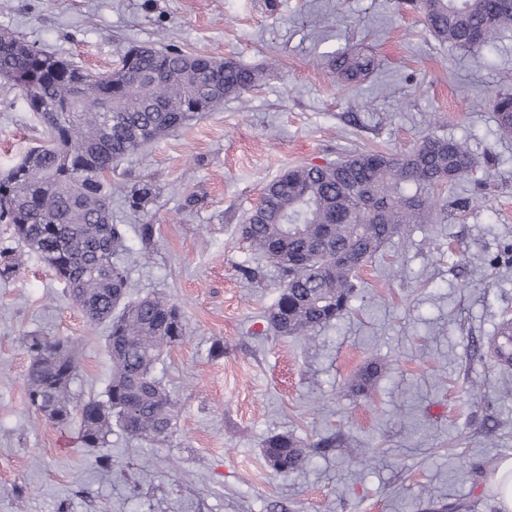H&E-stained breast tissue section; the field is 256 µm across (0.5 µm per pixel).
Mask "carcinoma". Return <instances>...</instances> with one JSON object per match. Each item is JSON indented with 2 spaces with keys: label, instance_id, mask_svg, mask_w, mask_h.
I'll return each instance as SVG.
<instances>
[{
  "label": "carcinoma",
  "instance_id": "1",
  "mask_svg": "<svg viewBox=\"0 0 512 512\" xmlns=\"http://www.w3.org/2000/svg\"><path fill=\"white\" fill-rule=\"evenodd\" d=\"M421 13L433 34L478 55L512 29V0H405ZM336 82L353 85L374 68V57L353 50L331 55ZM83 68L37 50L19 36L0 42V81L30 84L28 108L44 128L43 144L0 177V223L39 256L93 324L107 326L112 374L104 398L72 405L78 362L74 345L33 334L30 406L65 426L78 411L80 442L100 448L112 422L128 434L161 443L171 433L176 402L155 377L166 349L184 338V316L171 300H126L129 270L125 234L112 223V166L200 112L260 85L264 71L178 48L134 45L112 71L83 80L79 111L66 112L72 82ZM499 130L512 134V94L489 96ZM478 161L463 144L441 136L424 138L412 151L359 152L324 166L292 167L268 183L261 217L249 213L242 239L281 271L283 290L269 312L273 331L304 337L350 311L358 270L411 224H431L466 202L442 195L469 175ZM156 196L149 180L130 190V206ZM19 273L15 254L0 250V279ZM492 357L512 368V320L502 322ZM378 373L368 366L350 387L366 393ZM310 449L286 434L270 437L264 455L277 472L299 469Z\"/></svg>",
  "mask_w": 512,
  "mask_h": 512
}]
</instances>
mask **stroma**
Here are the masks:
<instances>
[{"label":"stroma","mask_w":512,"mask_h":512,"mask_svg":"<svg viewBox=\"0 0 512 512\" xmlns=\"http://www.w3.org/2000/svg\"><path fill=\"white\" fill-rule=\"evenodd\" d=\"M1 29L95 72L132 44L269 71L112 171L130 299L163 295L185 316L184 340L155 370L178 403L165 442L116 427L104 448H83L78 421L31 408L27 336L75 344L80 402L110 378L107 329L0 224V248L21 259L0 280V512H497L485 482L512 458V371L487 345L512 319V263L500 257L512 244V136L486 98L512 89V30L476 56L438 42L401 0H0ZM339 48L372 54L375 70L338 86L326 63ZM429 134L478 158L450 190L469 207L388 242L344 319L307 339L271 336L283 279L240 235L267 183ZM42 136L20 90L0 85V174ZM143 178L157 196L135 211L125 193ZM370 363L371 390L352 393ZM276 434L311 446L298 471L269 466Z\"/></svg>","instance_id":"35a3bbf8"}]
</instances>
